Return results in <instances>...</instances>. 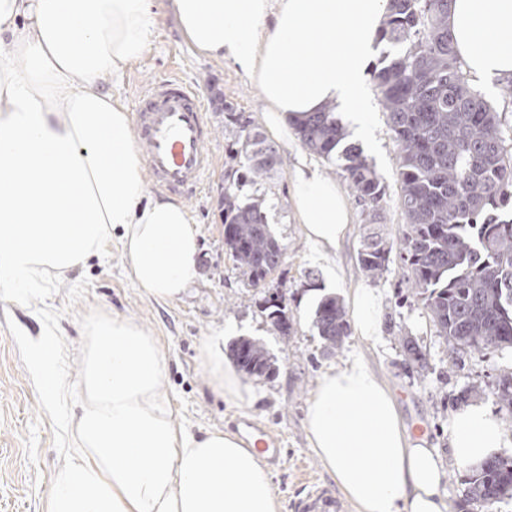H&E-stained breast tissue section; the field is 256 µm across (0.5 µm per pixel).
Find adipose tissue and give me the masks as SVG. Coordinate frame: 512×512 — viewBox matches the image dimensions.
Segmentation results:
<instances>
[{"mask_svg":"<svg viewBox=\"0 0 512 512\" xmlns=\"http://www.w3.org/2000/svg\"><path fill=\"white\" fill-rule=\"evenodd\" d=\"M388 0H167L184 35L262 90L267 127L331 103L355 134L370 130L367 70ZM156 0H0V289L19 298L103 258L118 240L135 283L179 298L197 276V232L184 205L151 194L120 100L125 67L148 46ZM448 29L464 72L512 81V0H449ZM112 79L105 87L104 79ZM295 218L321 253L350 223L336 184L296 167ZM357 333H380L381 298L349 297ZM82 347L76 446L55 472L48 512H278L273 478L256 452L224 431L177 428L161 394L167 360L138 324L92 316ZM57 341L30 362L51 398L64 391ZM215 392L251 397L224 362V331L201 349ZM309 441L356 512H444L434 449L411 438L393 391L361 358L322 375L307 413ZM455 462L474 465L506 445L485 405L448 422Z\"/></svg>","mask_w":512,"mask_h":512,"instance_id":"obj_1","label":"adipose tissue"}]
</instances>
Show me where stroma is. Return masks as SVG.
I'll use <instances>...</instances> for the list:
<instances>
[{"label": "stroma", "instance_id": "1", "mask_svg": "<svg viewBox=\"0 0 512 512\" xmlns=\"http://www.w3.org/2000/svg\"><path fill=\"white\" fill-rule=\"evenodd\" d=\"M172 72L204 90L205 111L214 129L210 149L215 164L208 186L184 202L198 233V275L180 298L155 300L133 282L130 261L113 242L106 246L102 260L41 294L18 299L0 293V512H47L52 476L74 446L84 327L91 316L102 312L133 320L157 341L167 359L161 391L176 424L198 434L232 432L239 419L248 418L283 435V458L271 468L279 512H301V502L312 493L305 473L317 475L324 486L335 485L310 444L306 414L322 374L353 356L363 357L391 386L408 431L425 433L429 447L440 455L439 492L447 512H512V499L490 505L467 502L468 470L451 460L448 446L449 417L478 401L500 419L508 436L501 453L512 456V416L501 409L494 394L499 378L512 373V348L464 350L456 364H449L448 345L422 301L409 296L400 262H391L389 272L375 282L360 271L356 256L366 228L358 202L350 204L352 222L345 240L328 260H320L315 245L293 218L292 171L302 161L339 188H346L347 182L341 169L310 152L295 135L277 139L280 168L272 180L254 188L255 194L266 198L268 221L285 258L264 288L245 287L224 245L220 192L229 132L212 99L222 93L261 125L265 122L261 91L234 66L200 54L176 19L164 12L148 48L125 69L124 105L133 107L141 85ZM366 108L372 115L373 136L362 151L387 187L380 231L395 243L405 227L398 204V163L393 135L371 81L366 84ZM360 285L373 287L381 297V334L372 341L350 334L339 351L327 354L314 323L316 306L327 295L348 301L351 289ZM272 293L282 295L288 308L290 330L284 337L263 312V301ZM221 326L232 329L234 337L261 340L278 365L271 378L247 379L253 397L239 406L213 391L200 358L203 340ZM48 332L60 343L58 370L64 393L56 401L40 390L29 360L30 350ZM407 335L422 346L426 369L407 361L403 348Z\"/></svg>", "mask_w": 512, "mask_h": 512}]
</instances>
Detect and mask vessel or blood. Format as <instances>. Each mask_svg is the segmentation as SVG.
Here are the masks:
<instances>
[{"mask_svg": "<svg viewBox=\"0 0 512 512\" xmlns=\"http://www.w3.org/2000/svg\"><path fill=\"white\" fill-rule=\"evenodd\" d=\"M135 142L155 189L197 196L213 168L208 149L212 128L198 85L172 74L142 88L134 112ZM246 446L269 462L282 456L283 439L245 419L239 426Z\"/></svg>", "mask_w": 512, "mask_h": 512, "instance_id": "1", "label": "vessel or blood"}]
</instances>
